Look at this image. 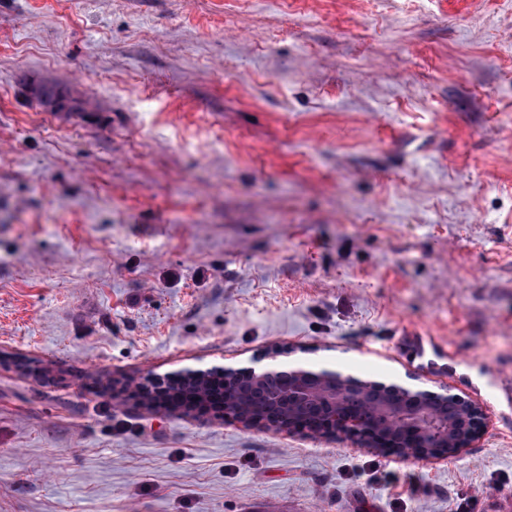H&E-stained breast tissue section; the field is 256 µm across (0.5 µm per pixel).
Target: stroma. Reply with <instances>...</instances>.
<instances>
[{
	"label": "stroma",
	"instance_id": "stroma-1",
	"mask_svg": "<svg viewBox=\"0 0 512 512\" xmlns=\"http://www.w3.org/2000/svg\"><path fill=\"white\" fill-rule=\"evenodd\" d=\"M280 346L484 431L426 463L134 398ZM507 378L512 0H0V512H505ZM46 91H43L38 88L39 97H43V95L50 101L51 106L55 112H68V113H76V112H84L83 102L70 98L64 93H61L58 89L46 87Z\"/></svg>",
	"mask_w": 512,
	"mask_h": 512
}]
</instances>
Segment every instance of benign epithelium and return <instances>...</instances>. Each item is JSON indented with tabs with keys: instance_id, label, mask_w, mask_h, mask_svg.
<instances>
[{
	"instance_id": "7a95c632",
	"label": "benign epithelium",
	"mask_w": 512,
	"mask_h": 512,
	"mask_svg": "<svg viewBox=\"0 0 512 512\" xmlns=\"http://www.w3.org/2000/svg\"><path fill=\"white\" fill-rule=\"evenodd\" d=\"M290 354L288 350L276 351L266 359L252 358L247 363L188 365L164 376H154L152 383L159 389H167L173 381H194L201 383L217 372L226 379H247L254 383L286 379L288 387L276 393V399L286 408L316 405L323 410L324 420L320 427L309 428L295 422L292 416L267 419L247 412L229 402H224V420L239 423L245 427L307 431L324 438L345 437L362 446L374 448L402 459L419 460L445 459L457 455L481 435L485 425L483 409L451 392L441 385L436 390L428 389L409 380H378L360 374L345 372L336 367L310 363L303 359L280 362L279 356ZM371 391L392 396L405 408L383 409L386 421L383 428L373 431L365 428L347 410L344 399L348 396L363 397ZM450 401L466 404L472 415V426L467 437L453 439L449 436L448 422L435 414V408ZM448 442L451 451L441 453L437 446Z\"/></svg>"
}]
</instances>
